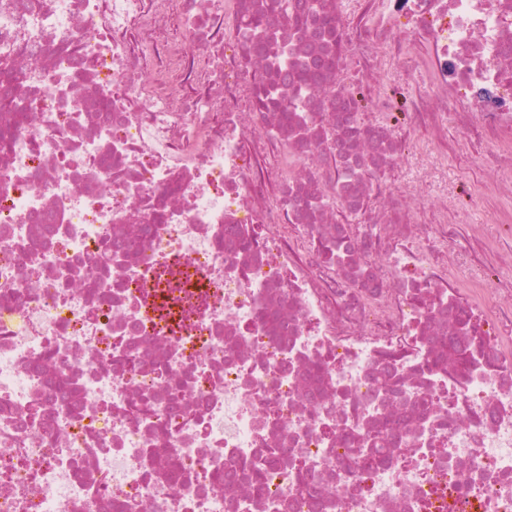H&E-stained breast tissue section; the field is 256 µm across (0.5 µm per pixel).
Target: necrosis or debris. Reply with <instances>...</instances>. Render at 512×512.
<instances>
[{
    "mask_svg": "<svg viewBox=\"0 0 512 512\" xmlns=\"http://www.w3.org/2000/svg\"><path fill=\"white\" fill-rule=\"evenodd\" d=\"M213 2L0 8V100L17 105L0 110V512H512V314H492L484 274L449 285L459 253L432 233L461 211L435 147L397 130L394 90L351 106L373 74L423 83L415 118L454 127L462 153L480 129L501 168L479 203L511 224L512 0ZM300 13L335 14L344 52ZM173 16L181 38L147 73ZM311 50L336 55L319 82ZM275 54L308 138L242 109ZM269 151L275 199L258 191ZM175 258L176 287L156 285ZM459 334L467 372L427 370L435 337ZM388 427L383 463L359 468ZM256 461L254 501L223 476Z\"/></svg>",
    "mask_w": 512,
    "mask_h": 512,
    "instance_id": "obj_1",
    "label": "necrosis or debris"
}]
</instances>
